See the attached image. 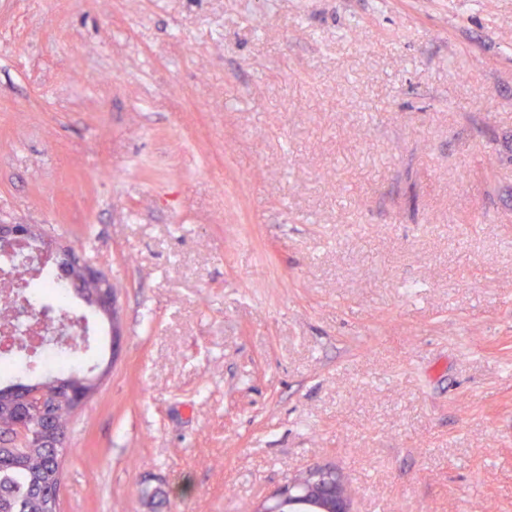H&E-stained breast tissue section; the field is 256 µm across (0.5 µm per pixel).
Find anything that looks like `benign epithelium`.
I'll return each instance as SVG.
<instances>
[{
  "mask_svg": "<svg viewBox=\"0 0 512 512\" xmlns=\"http://www.w3.org/2000/svg\"><path fill=\"white\" fill-rule=\"evenodd\" d=\"M0 239L18 241L34 239L38 243V252L49 261L60 260L66 256L74 257L72 250L45 238L35 224H3L0 226ZM96 308L106 313L112 323V355H117L121 346V332L117 324V302L108 294V288L101 289L99 296L93 298ZM11 400L16 408L14 423L0 431V461H12L34 444H58L59 432L50 425L47 397L68 401L80 407L78 396L66 385L56 387L54 393H48L41 383H20L11 392ZM333 471L324 468L309 470L301 479H292L280 487L272 496V503L262 505L255 512H353L352 500L345 483L336 479L333 491L336 506L326 508L320 500L323 490L322 480Z\"/></svg>",
  "mask_w": 512,
  "mask_h": 512,
  "instance_id": "benign-epithelium-1",
  "label": "benign epithelium"
}]
</instances>
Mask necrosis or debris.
I'll return each mask as SVG.
<instances>
[{
  "label": "necrosis or debris",
  "mask_w": 512,
  "mask_h": 512,
  "mask_svg": "<svg viewBox=\"0 0 512 512\" xmlns=\"http://www.w3.org/2000/svg\"><path fill=\"white\" fill-rule=\"evenodd\" d=\"M62 286V280L38 256L23 261L0 254V295L15 310L14 318H0V374L15 369L21 346L32 349L47 372L72 361L75 345L86 329L71 306L59 300Z\"/></svg>",
  "instance_id": "necrosis-or-debris-1"
}]
</instances>
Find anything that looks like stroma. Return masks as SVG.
<instances>
[{"label": "stroma", "mask_w": 512, "mask_h": 512, "mask_svg": "<svg viewBox=\"0 0 512 512\" xmlns=\"http://www.w3.org/2000/svg\"><path fill=\"white\" fill-rule=\"evenodd\" d=\"M512 0H0V224L112 283L59 512H512ZM417 208L409 210L408 192ZM0 239L3 241L35 239L39 246L38 252L45 255L44 258L46 260H60L68 255L76 259L78 268L86 277L102 281L103 288L101 293L99 297L93 298V301L99 311L106 313L110 317L112 323V357L114 358L118 354L122 338L117 324V302L114 299L113 293L112 297L108 294L105 279L93 263L88 260L80 261L71 249L46 239L35 224H2L0 226ZM335 473L329 469L315 468L309 470L301 479H292L280 487L271 497L270 505L263 504L255 512H353L352 500L345 483L336 476V488L333 491L336 499L334 508H326L320 500L323 490V479H329ZM304 487L302 494H293L295 486Z\"/></svg>", "instance_id": "35a3bbf8"}]
</instances>
